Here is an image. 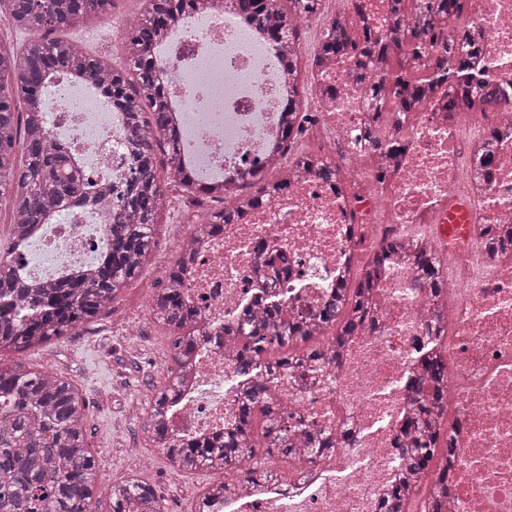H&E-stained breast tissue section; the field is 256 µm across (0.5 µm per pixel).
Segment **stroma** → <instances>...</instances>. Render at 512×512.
Here are the masks:
<instances>
[{"label": "stroma", "instance_id": "1", "mask_svg": "<svg viewBox=\"0 0 512 512\" xmlns=\"http://www.w3.org/2000/svg\"><path fill=\"white\" fill-rule=\"evenodd\" d=\"M130 17L120 4L111 21L90 20L67 36L81 42L89 53L112 56L119 65L122 47L112 37L111 23ZM158 177L165 202L157 216L153 251L138 276L92 322L71 336L24 352L22 360L36 369H52L84 396L88 447L104 475L116 480L137 477L162 497L165 512H188L190 503L215 480V473L177 470L161 449L137 446L149 403L170 377L169 333L155 324L150 302L176 257L174 226L181 214L179 204L190 196L166 171H159ZM128 318L137 319L139 325L132 339L112 331L113 324Z\"/></svg>", "mask_w": 512, "mask_h": 512}]
</instances>
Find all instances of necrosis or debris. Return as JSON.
Instances as JSON below:
<instances>
[{
  "label": "necrosis or debris",
  "mask_w": 512,
  "mask_h": 512,
  "mask_svg": "<svg viewBox=\"0 0 512 512\" xmlns=\"http://www.w3.org/2000/svg\"><path fill=\"white\" fill-rule=\"evenodd\" d=\"M348 2L355 25L382 40L392 37L391 0ZM468 4L470 34L479 44L474 69L497 89L498 100L452 112L445 90H438L421 111L390 119L403 144L399 153L370 146V72L333 59L307 72L299 141H318L321 154L335 160L332 183L277 149L286 94L281 51L258 36L257 23L243 22L222 0H205L200 14L172 24L167 89L181 105L180 141L200 176L234 182L257 167L277 170L276 187L221 233L185 226L194 242L184 293L210 334L165 411L173 436L211 437L235 418L245 383L232 372L225 326L267 300L311 317L350 261L386 235L426 240L442 253L434 227L447 223L452 199L463 195L470 205L467 232L448 270L449 431L458 450L448 512H512V249L489 253L483 238L489 227L512 235V0ZM45 105L51 136L79 157L89 179L118 193L128 176L122 113L94 81L64 75ZM483 150L492 155L491 167L482 164ZM272 247L291 261L288 279L275 283L262 268ZM105 250L101 208L67 202L56 222L16 254L22 275L40 281L88 265ZM427 298L411 252L402 253L374 292L376 326L354 336L342 365L332 360L324 334L315 360L275 373L271 392L289 415L341 436L340 445L325 456L303 453L302 473L290 481L267 477L264 460H251L226 477L223 494L197 500L195 512H380L399 478L396 450L411 410L402 383L425 342Z\"/></svg>",
  "instance_id": "4bbe7bcc"
}]
</instances>
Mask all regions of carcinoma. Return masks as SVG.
Returning <instances> with one entry per match:
<instances>
[{
    "instance_id": "cac0c4a2",
    "label": "carcinoma",
    "mask_w": 512,
    "mask_h": 512,
    "mask_svg": "<svg viewBox=\"0 0 512 512\" xmlns=\"http://www.w3.org/2000/svg\"><path fill=\"white\" fill-rule=\"evenodd\" d=\"M289 1L291 5L284 6ZM198 0H139L129 32L122 39L126 63L77 47L52 33L76 28L91 18L112 13L116 0H0V15L19 29L44 32L21 46L0 39V196L11 197L15 223L11 240L0 244V353L37 348L70 336L90 322L135 278L153 248L154 230L164 189L158 179L155 146L163 145L165 167L185 188L195 185L192 171L179 157L182 149L170 128V102L165 92L155 48L169 25L195 10ZM239 14L257 22L280 46L298 41L296 19L317 16L321 0H225ZM465 0H392L397 23L409 35L383 41L365 28L335 20L322 51L350 60L357 55L376 62L368 87L375 112H417L443 85H448V110L469 112L478 96L495 100V91L470 69L478 43L459 44L447 27L467 24ZM280 66L288 83V108L282 112L285 142L295 139L302 75L298 54L282 52ZM69 72L88 76L104 89L112 105L124 113L127 148L133 159L132 176L117 201L96 188L75 167L66 148L52 140L45 126L41 93L53 76ZM21 160H16V148ZM296 165L314 168L326 180L338 175L336 164L307 154ZM93 200L112 210L108 225L109 253L99 263L33 286L21 278L15 245L40 224L50 222L66 201ZM253 197L237 192L236 207L212 214L203 223L221 230L237 218ZM405 243L384 239L373 257L349 272L333 296L315 312L313 323L332 332L341 347L357 327L371 318L370 300L382 267ZM418 267L429 283L432 298H445V280L436 254L425 242L414 245ZM184 249L165 273L151 299L157 323L170 331L175 364L172 377L153 398L142 433L145 442L162 449L169 461L186 473L236 471L257 451L274 453L294 465L296 436L280 417L281 406L270 395L267 376L277 367L312 360L315 332L295 320L288 307L268 302L261 311L242 318L232 331L238 354L234 372L252 381L241 393L239 425L224 438L209 443L170 441L163 413L178 394L189 358L200 337L208 335L202 314L182 300ZM266 276L277 282L288 272V254L265 256ZM426 325L427 345L414 357L415 374L406 382L414 409L402 428L398 448L402 473L381 503L382 512H410L420 501L421 512H443L452 485L456 448L448 438V359L442 353L447 314L433 311ZM279 356L273 360L267 356ZM86 401L73 384L47 371L31 370L17 359L0 364V512H93V502L106 501L109 512H162L161 498L136 477L110 481L100 473L88 449ZM298 431L310 453L320 456L330 446L302 424Z\"/></svg>"
}]
</instances>
